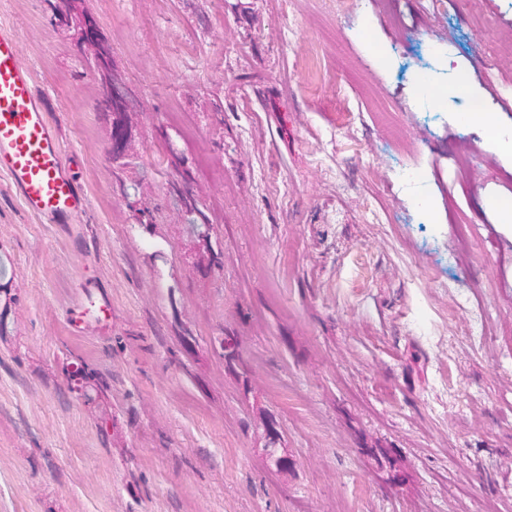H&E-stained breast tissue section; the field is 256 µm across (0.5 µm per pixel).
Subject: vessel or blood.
<instances>
[{
    "mask_svg": "<svg viewBox=\"0 0 512 512\" xmlns=\"http://www.w3.org/2000/svg\"><path fill=\"white\" fill-rule=\"evenodd\" d=\"M0 175L25 209L44 224H76L88 200L48 119L18 39L0 27Z\"/></svg>",
    "mask_w": 512,
    "mask_h": 512,
    "instance_id": "1",
    "label": "vessel or blood"
}]
</instances>
